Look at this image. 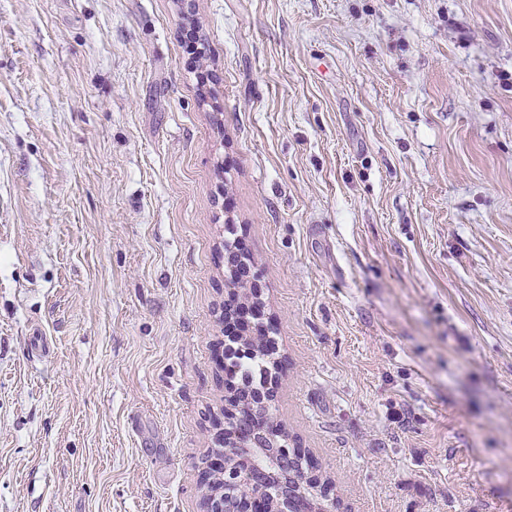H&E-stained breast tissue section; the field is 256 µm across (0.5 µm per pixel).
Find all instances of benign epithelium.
Instances as JSON below:
<instances>
[{"label":"benign epithelium","instance_id":"benign-epithelium-1","mask_svg":"<svg viewBox=\"0 0 512 512\" xmlns=\"http://www.w3.org/2000/svg\"><path fill=\"white\" fill-rule=\"evenodd\" d=\"M257 280L253 273L227 294L224 326L237 321L244 300L260 294ZM245 336L255 333L246 330L239 337H224L225 408L216 437L219 453L202 468L206 483L211 474H223L224 492L205 500L204 512H330L324 502L336 504L334 489L321 479L319 466L305 463V449L288 446V437L273 416L277 377L259 387L255 409L238 412L234 408L239 401L236 362L251 355Z\"/></svg>","mask_w":512,"mask_h":512}]
</instances>
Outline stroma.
<instances>
[{"label": "stroma", "instance_id": "obj_1", "mask_svg": "<svg viewBox=\"0 0 512 512\" xmlns=\"http://www.w3.org/2000/svg\"><path fill=\"white\" fill-rule=\"evenodd\" d=\"M232 235L338 512H512V0H0V512H202Z\"/></svg>", "mask_w": 512, "mask_h": 512}]
</instances>
